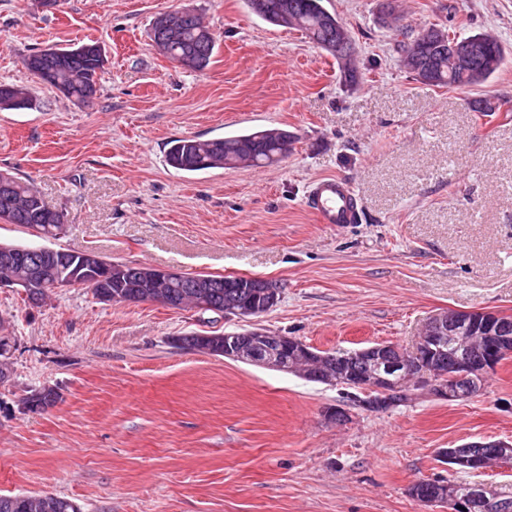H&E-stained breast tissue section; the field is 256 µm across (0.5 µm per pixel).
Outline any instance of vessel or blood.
<instances>
[{"label":"vessel or blood","instance_id":"1","mask_svg":"<svg viewBox=\"0 0 512 512\" xmlns=\"http://www.w3.org/2000/svg\"><path fill=\"white\" fill-rule=\"evenodd\" d=\"M305 207L322 224H353L359 217L358 197L353 187L336 176L312 180Z\"/></svg>","mask_w":512,"mask_h":512}]
</instances>
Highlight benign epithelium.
<instances>
[{"instance_id": "7a95c632", "label": "benign epithelium", "mask_w": 512, "mask_h": 512, "mask_svg": "<svg viewBox=\"0 0 512 512\" xmlns=\"http://www.w3.org/2000/svg\"><path fill=\"white\" fill-rule=\"evenodd\" d=\"M69 279L78 285L95 281L98 276L94 268L80 265L70 270ZM187 287L196 297L197 308L208 307L210 284L197 278ZM498 326L499 315L491 311L475 310L454 316L443 311L425 321L413 348L378 343L354 350L349 359L342 362L329 352L311 349L295 337L270 333L263 328L226 333L221 339L202 334L199 341L210 346L224 343V357L233 361L290 372L296 371L304 360L316 359L319 365L328 367L326 382L356 389L371 400H387L404 389L411 393L422 391L451 403L470 399L483 389L486 375L497 365L498 357L489 350L481 351L480 344L488 340L491 330ZM444 338L452 340L458 349V355L446 370L436 351ZM284 348L288 349L287 363L280 357ZM511 456V442L484 440L445 448L438 453L444 463L469 467L475 472L487 469L492 457L503 460ZM414 498L425 506L446 503L460 512H468L473 506L479 507L481 512H512V503L499 499L482 484L473 487L465 503L455 501L448 482L440 483L434 494H416Z\"/></svg>"}]
</instances>
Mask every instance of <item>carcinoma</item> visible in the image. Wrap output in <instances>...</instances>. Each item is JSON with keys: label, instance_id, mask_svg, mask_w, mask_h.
I'll return each instance as SVG.
<instances>
[{"label": "carcinoma", "instance_id": "cac0c4a2", "mask_svg": "<svg viewBox=\"0 0 512 512\" xmlns=\"http://www.w3.org/2000/svg\"><path fill=\"white\" fill-rule=\"evenodd\" d=\"M251 12L265 22L302 31L315 45L336 57L345 81L359 79L356 65L357 47L350 30L322 5V0H247ZM398 41L400 64L419 82L433 87L466 89L477 86L495 72L504 61L501 44L485 34L460 36L455 31L436 24L420 28L409 35L402 33ZM150 37L154 47L167 59L182 63L195 62L193 72L206 69L218 45V36L204 23L202 15L193 8L188 12L170 14V23L152 21ZM470 40L482 42V53L464 66L452 58V44ZM98 42L83 43L74 47L57 48L50 54L32 52L22 58L26 73L59 90L79 104H90L97 96L102 69L97 65L94 50ZM31 99L26 87L0 83V111L23 109ZM294 136L285 129H258L241 134L202 138H178L169 142L167 163L178 170L199 172L210 169L261 168L279 163L286 155ZM0 218L10 224H19L41 237L49 227L60 233L63 216L58 211L46 209L38 190L27 180L9 173H0ZM84 258L96 264L102 274L111 272L114 261L94 251L56 250V264L65 268ZM33 263L17 266L12 274L29 278ZM211 284V297L215 304L228 306L233 302L254 303L263 301L262 280L248 277L203 275ZM31 279V278H29ZM69 282L59 277L50 267L42 275L31 279L30 298L43 300L56 288H65ZM151 301L171 303L177 309L194 308L193 300L181 288H161L149 297ZM55 389L43 388L39 394L25 401L31 412L43 411L56 403ZM412 400L409 395L393 397L381 407H372L358 397L353 402L371 412H386ZM0 512H80L71 499L57 495H0Z\"/></svg>", "mask_w": 512, "mask_h": 512}]
</instances>
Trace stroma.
Listing matches in <instances>:
<instances>
[{
	"label": "stroma",
	"instance_id": "obj_1",
	"mask_svg": "<svg viewBox=\"0 0 512 512\" xmlns=\"http://www.w3.org/2000/svg\"><path fill=\"white\" fill-rule=\"evenodd\" d=\"M384 0H324L357 44L359 83L294 29L245 0H0V83L32 104L0 111V170L63 215L51 248L188 273L278 281L257 318L158 302L103 304L86 288L46 302L0 288V495L53 494L82 512H448L410 494L468 479L512 498V462L477 474L437 452L512 441V358L481 393L419 395L370 412L350 389L175 348L187 332L264 328L321 350L412 347L441 311L512 316V0H395L405 24L488 33L507 62L469 89L428 87L399 64ZM198 9L219 35L209 67L160 55L151 20ZM96 41L107 53L93 103L30 80L23 56ZM507 103L477 117L468 100ZM295 134L260 169L179 171L170 140L261 128ZM349 181L357 223H318L310 182ZM53 387L40 412L27 398ZM347 411L336 423L328 409Z\"/></svg>",
	"mask_w": 512,
	"mask_h": 512
}]
</instances>
